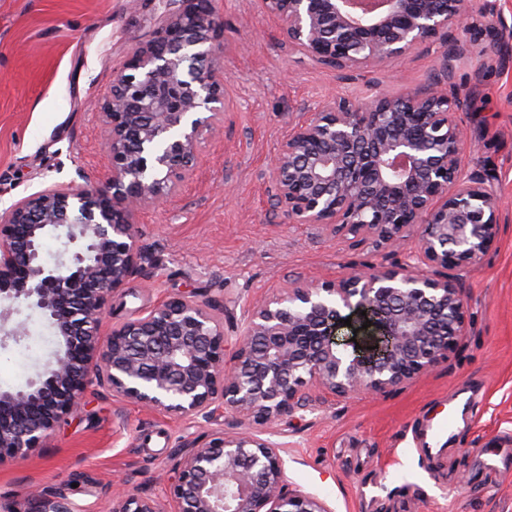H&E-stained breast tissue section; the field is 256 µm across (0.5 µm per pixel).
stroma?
Masks as SVG:
<instances>
[{"mask_svg":"<svg viewBox=\"0 0 512 512\" xmlns=\"http://www.w3.org/2000/svg\"><path fill=\"white\" fill-rule=\"evenodd\" d=\"M224 22V122L202 134L193 178L137 226L147 254L112 320L149 311L182 293L224 311L233 350L248 311L298 280L328 281L364 264L405 262L408 248L354 244L326 227L290 223L277 208L269 164L296 125L333 95L362 102L428 86L448 44L436 40L380 67L336 70L294 50L261 0H214ZM465 55L447 85L473 152L501 210L499 240L463 272L467 327L432 373L374 397L306 403L280 422L285 484L331 512H512V35L491 40L492 18L512 27V0H467ZM163 0H0V208L48 182L110 169L93 106L112 73L146 40ZM26 335L0 346L5 387H26L60 348L39 310L19 305ZM465 411L447 451L425 462L409 432L437 405ZM233 418L178 417L92 383L76 413L44 448L0 467V512H32L27 487L63 494L72 512H108L137 490L170 512L168 481L182 444L202 441Z\"/></svg>","mask_w":512,"mask_h":512,"instance_id":"1","label":"stroma"}]
</instances>
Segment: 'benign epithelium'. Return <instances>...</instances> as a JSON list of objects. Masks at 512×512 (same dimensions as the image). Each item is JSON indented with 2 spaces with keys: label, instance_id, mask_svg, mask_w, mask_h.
Segmentation results:
<instances>
[{
  "label": "benign epithelium",
  "instance_id": "obj_1",
  "mask_svg": "<svg viewBox=\"0 0 512 512\" xmlns=\"http://www.w3.org/2000/svg\"><path fill=\"white\" fill-rule=\"evenodd\" d=\"M262 0L297 50L335 68L378 67L467 24L464 0ZM224 23L213 0H169L151 37L112 76L102 104L106 180L49 182L0 209V345L15 305L44 312L62 348L21 390H0V463L44 447L94 381L142 405L212 420L238 418L182 452L169 494L174 512H331L285 486L280 446L255 427L304 406L310 394L375 396L431 372L464 334L459 272L496 245L499 205L486 179L463 173L464 134L442 87L329 99L298 125L271 163L277 204L295 224L344 232L359 244L397 245L410 262L358 269L338 280L296 281L256 305L232 355L214 305L187 294L109 322L112 297L146 255L136 224L196 171L200 134L224 122ZM68 243L53 267L42 238ZM366 312L380 331L367 349L342 343V310ZM35 512H71L42 496ZM111 512H160L139 492Z\"/></svg>",
  "mask_w": 512,
  "mask_h": 512
}]
</instances>
